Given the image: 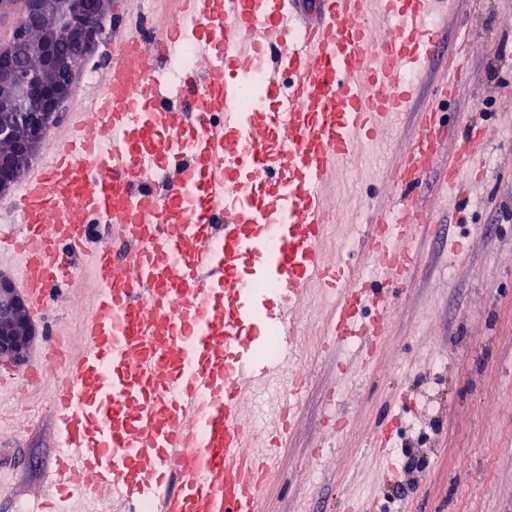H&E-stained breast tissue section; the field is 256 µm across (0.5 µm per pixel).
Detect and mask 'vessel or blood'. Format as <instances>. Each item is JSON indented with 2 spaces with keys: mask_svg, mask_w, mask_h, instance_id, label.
<instances>
[{
  "mask_svg": "<svg viewBox=\"0 0 512 512\" xmlns=\"http://www.w3.org/2000/svg\"><path fill=\"white\" fill-rule=\"evenodd\" d=\"M455 0H178L152 37L127 35L99 85L3 204L0 252L47 318L74 266L98 283L82 318L79 360L49 337L41 360L0 387L57 377L51 413L59 454L26 512H263L277 459L297 425L307 375L296 368L300 310L332 294L326 334L371 348L393 290L420 263L433 224L422 203L434 171L449 191L480 174L481 128L446 146L441 105L454 98L471 43L441 53ZM192 37L205 71L176 91L164 79L173 34ZM267 103L240 106L255 61ZM439 70L435 100L414 102ZM415 135L371 207L362 263L327 257L323 187L358 147L405 116ZM187 144L168 150L165 135ZM268 283L272 292L255 286ZM273 332L277 354H258ZM277 383L274 420L257 428L249 400Z\"/></svg>",
  "mask_w": 512,
  "mask_h": 512,
  "instance_id": "obj_1",
  "label": "vessel or blood"
}]
</instances>
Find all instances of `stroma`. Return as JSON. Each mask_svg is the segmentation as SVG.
Listing matches in <instances>:
<instances>
[{"mask_svg":"<svg viewBox=\"0 0 512 512\" xmlns=\"http://www.w3.org/2000/svg\"><path fill=\"white\" fill-rule=\"evenodd\" d=\"M173 0H114L95 53L80 67L76 89L95 87L112 62L115 43L137 28L156 31L174 18ZM468 34L474 53L465 80L443 105L451 134L483 128L480 150L487 172L462 187L470 201L459 212L453 195L434 186L427 199L450 238L465 234L471 246L456 256L432 235L415 247L422 262L394 305L375 358L362 378L340 376L336 362L362 365L353 344L320 355L328 294L313 291L302 309L299 362L315 361L295 431L283 448L264 512H350L364 500L372 512H512V0H457L446 38L455 47ZM490 111L473 108L477 99ZM386 143L357 152L324 189L335 210L326 251L343 250L371 202H383L382 177L393 145H406L408 120ZM66 303L50 316L51 331L71 354L83 344L81 315L96 282L85 273L69 282ZM54 378L40 385L0 390V512H15L20 494L36 495L55 458L49 400ZM348 426L326 448L331 415ZM391 425L392 443L372 445ZM419 459L406 469L405 455ZM466 469H457L458 459ZM402 499L388 502L394 488Z\"/></svg>","mask_w":512,"mask_h":512,"instance_id":"35a3bbf8","label":"stroma"}]
</instances>
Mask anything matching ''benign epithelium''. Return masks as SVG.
I'll return each mask as SVG.
<instances>
[{"label":"benign epithelium","instance_id":"1","mask_svg":"<svg viewBox=\"0 0 512 512\" xmlns=\"http://www.w3.org/2000/svg\"><path fill=\"white\" fill-rule=\"evenodd\" d=\"M12 39L0 44V194L34 159L62 104L75 90L76 57L94 51L112 4L22 0ZM34 330L26 299L0 276V364L29 362Z\"/></svg>","mask_w":512,"mask_h":512}]
</instances>
